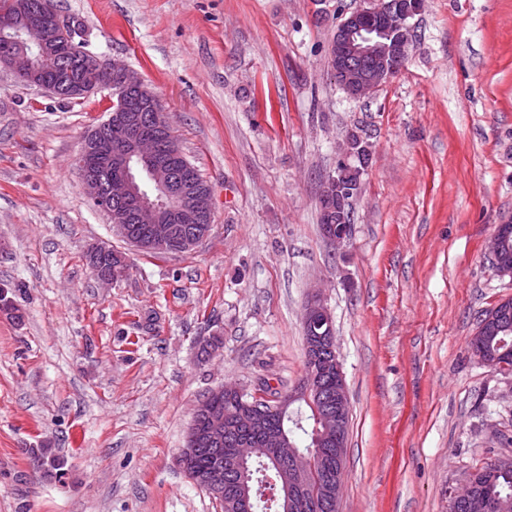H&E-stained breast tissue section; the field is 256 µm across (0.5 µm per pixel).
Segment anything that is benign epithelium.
<instances>
[{
	"instance_id": "obj_1",
	"label": "benign epithelium",
	"mask_w": 512,
	"mask_h": 512,
	"mask_svg": "<svg viewBox=\"0 0 512 512\" xmlns=\"http://www.w3.org/2000/svg\"><path fill=\"white\" fill-rule=\"evenodd\" d=\"M425 0H363V5L344 10L334 34L330 51L335 64L330 66L347 95L354 99L369 97L398 76L413 45L414 29L410 20L423 10ZM69 22L54 5V0H12L11 16L0 25V40L9 49L0 53V70H8L28 86L42 85L44 73L61 69L63 47L68 43ZM101 88H109L118 98L109 118L92 129L89 137L97 140L98 159L79 151L75 165L81 175V190L109 217L113 232L126 236L130 221L144 224L148 236L130 242L139 251L190 252L208 237V231L195 227L213 220L212 194L192 182L189 164L175 169L163 151L162 137L172 134L158 99L134 71L118 62L97 58L86 63L85 77L66 86L72 98H81ZM361 160L356 178L346 180L349 160ZM370 146L355 129L346 130L336 164L330 176L327 201L336 204V222L322 228L325 240L336 255L344 253L350 242L351 225L344 223L352 200L363 189L362 177L368 170ZM106 163L117 173L104 181L96 164ZM497 226L487 256L496 261L500 243L509 232V224ZM303 333L307 357L305 378L300 390L288 400L278 399V408L317 388L320 376L336 370V389L323 400L322 415L327 425H336L341 437L344 422L350 418V398L336 351L335 327L325 304L321 287L312 289L303 314ZM250 441L235 442L227 456L231 467L248 456ZM476 490L473 476L451 489L448 510L470 500Z\"/></svg>"
}]
</instances>
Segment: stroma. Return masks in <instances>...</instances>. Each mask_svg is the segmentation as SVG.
I'll use <instances>...</instances> for the list:
<instances>
[{
	"label": "stroma",
	"mask_w": 512,
	"mask_h": 512,
	"mask_svg": "<svg viewBox=\"0 0 512 512\" xmlns=\"http://www.w3.org/2000/svg\"><path fill=\"white\" fill-rule=\"evenodd\" d=\"M56 5L155 92L214 218L194 251H129L72 163L110 90L67 102L0 71V289L22 314L0 310V512H220L176 463L195 406L294 388L317 282L351 403L340 512H448L512 457V375L469 347L512 298L485 254L512 218V0H426L402 74L359 100L326 52L360 0ZM354 126L373 156L338 256L319 198ZM98 244L129 254L117 284L92 273Z\"/></svg>",
	"instance_id": "35a3bbf8"
}]
</instances>
